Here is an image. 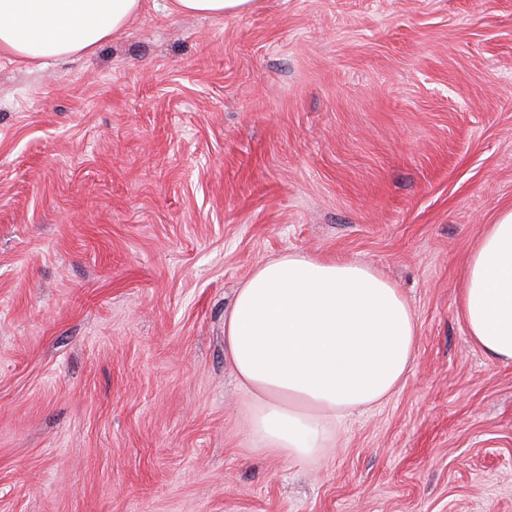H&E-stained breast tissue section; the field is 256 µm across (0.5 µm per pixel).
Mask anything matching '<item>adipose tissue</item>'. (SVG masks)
<instances>
[{
  "instance_id": "ef3b65f1",
  "label": "adipose tissue",
  "mask_w": 512,
  "mask_h": 512,
  "mask_svg": "<svg viewBox=\"0 0 512 512\" xmlns=\"http://www.w3.org/2000/svg\"><path fill=\"white\" fill-rule=\"evenodd\" d=\"M257 0H169L168 13L221 18ZM145 0H0V55L44 68L93 53L123 32ZM460 311L472 342L512 363V209L487 225L463 272ZM418 342L399 288L369 266L285 253L258 267L224 319V345L251 397L259 448L303 463L334 443L342 418L386 401Z\"/></svg>"
}]
</instances>
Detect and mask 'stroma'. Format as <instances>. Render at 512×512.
Wrapping results in <instances>:
<instances>
[{
  "label": "stroma",
  "mask_w": 512,
  "mask_h": 512,
  "mask_svg": "<svg viewBox=\"0 0 512 512\" xmlns=\"http://www.w3.org/2000/svg\"><path fill=\"white\" fill-rule=\"evenodd\" d=\"M512 208V0L147 7L0 57V512H512V364L459 310ZM372 266L413 366L319 460L256 448L224 318L259 265ZM259 0H169L168 14H188L209 18L242 15L252 12Z\"/></svg>",
  "instance_id": "1"
}]
</instances>
